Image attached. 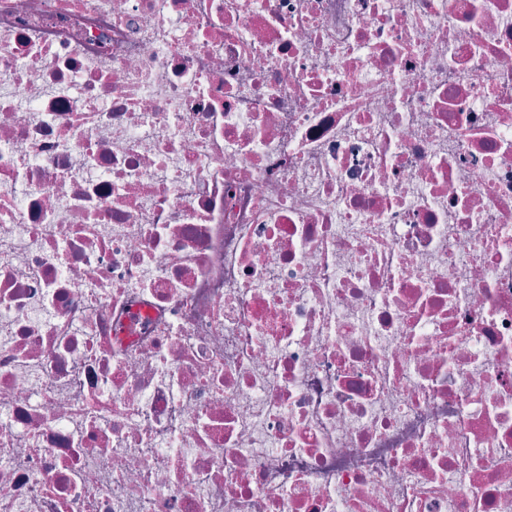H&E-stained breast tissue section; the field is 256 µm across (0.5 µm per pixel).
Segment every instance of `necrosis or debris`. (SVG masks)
I'll list each match as a JSON object with an SVG mask.
<instances>
[{
    "instance_id": "4bbe7bcc",
    "label": "necrosis or debris",
    "mask_w": 512,
    "mask_h": 512,
    "mask_svg": "<svg viewBox=\"0 0 512 512\" xmlns=\"http://www.w3.org/2000/svg\"><path fill=\"white\" fill-rule=\"evenodd\" d=\"M0 512H512V0H0Z\"/></svg>"
}]
</instances>
